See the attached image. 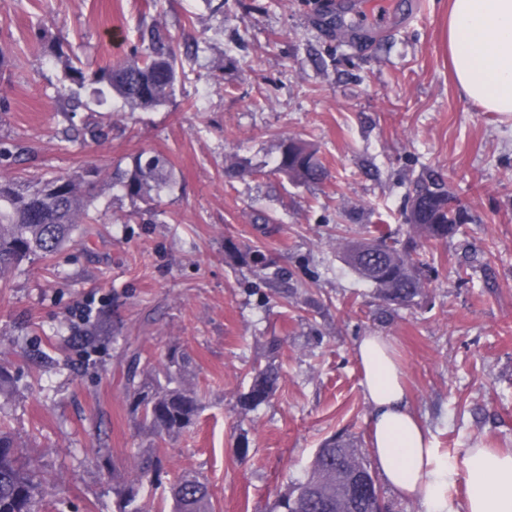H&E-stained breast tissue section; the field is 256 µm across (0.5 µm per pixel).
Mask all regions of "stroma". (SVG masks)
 <instances>
[{
	"instance_id": "35a3bbf8",
	"label": "stroma",
	"mask_w": 512,
	"mask_h": 512,
	"mask_svg": "<svg viewBox=\"0 0 512 512\" xmlns=\"http://www.w3.org/2000/svg\"><path fill=\"white\" fill-rule=\"evenodd\" d=\"M393 2L224 0L217 12L209 0H0V143L22 146L14 171L106 175L143 150L175 165L176 186L153 209L105 192L82 244L24 264L0 290V363L17 380L0 414L36 442L42 512H112L113 482L133 479L151 440L124 394L129 340L157 361L172 346L186 352L202 400L193 428L156 442L163 467L143 512L185 474L206 480L215 512H273L326 438L369 448L354 346L373 332L392 341L437 448L512 450V113L462 96L449 0ZM326 3L350 4L368 40L326 25ZM153 29L185 71L170 100L131 115L86 92L66 119L55 47L90 75ZM105 120L106 139L68 141L69 125ZM289 137L317 145L322 184L276 173ZM232 161L243 175L225 173ZM430 173L467 219L427 247L424 296L385 317L336 240L377 223L405 238L408 197ZM229 242L265 250L278 278L227 263ZM101 323L107 336L80 344ZM270 359L275 392L242 410L254 367Z\"/></svg>"
}]
</instances>
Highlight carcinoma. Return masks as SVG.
I'll return each mask as SVG.
<instances>
[{"instance_id":"1","label":"carcinoma","mask_w":512,"mask_h":512,"mask_svg":"<svg viewBox=\"0 0 512 512\" xmlns=\"http://www.w3.org/2000/svg\"><path fill=\"white\" fill-rule=\"evenodd\" d=\"M55 58L64 66L65 78L72 85L68 100L81 103V90L85 87L82 67L60 48ZM93 80L98 84L97 99L111 95L121 101L126 112H146L174 95L177 57L166 48L161 34L152 30L145 49L136 48L124 59L101 68ZM108 132V125L98 123L73 128L69 137L86 143L102 140ZM172 171V162L166 156L141 151L130 166L113 167L110 180L112 188L132 203L150 204L159 201L161 193L173 185ZM276 171L299 186L319 184L327 178L317 148L300 139L290 138L280 144ZM98 177L95 167L29 179L0 172V288L6 287V276L23 263L49 258L79 243L87 232L83 219L94 203L89 187ZM464 221V212L452 204L445 185L429 175L420 179L408 199V239L394 238L379 228L371 238L341 244L344 261L375 288L387 308L408 307L425 293L428 265L421 258L424 244L448 239ZM226 256L232 263L248 261L255 275L268 277L270 263L264 253H243L234 247ZM124 353L128 359L125 396L130 413L140 426L155 437L192 427L201 402L185 384L189 357L173 349L163 362H144L141 352L130 342ZM277 380L278 370L273 363L254 369L251 384L241 396L242 407L250 411L268 401ZM15 385V377L0 365V398L9 400ZM136 459V479L112 485L113 512H143L141 491L154 481L161 462L160 449L150 443ZM366 466H371L368 457L353 441L330 436L317 449L306 479L281 494L276 508L280 512H375L377 499L367 491L336 507V479L345 480L352 471ZM310 486L315 488L317 497H307ZM43 495L42 479L33 460L10 425L0 420V512H40ZM170 496V512H213L208 484L195 475L178 479Z\"/></svg>"}]
</instances>
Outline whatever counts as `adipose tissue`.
Masks as SVG:
<instances>
[{
    "label": "adipose tissue",
    "mask_w": 512,
    "mask_h": 512,
    "mask_svg": "<svg viewBox=\"0 0 512 512\" xmlns=\"http://www.w3.org/2000/svg\"><path fill=\"white\" fill-rule=\"evenodd\" d=\"M448 52L463 96L489 112L512 113V0H452ZM354 354L371 417L375 466L403 499L423 512H512V454L436 448L412 409L387 337H361ZM466 486L464 507L451 490Z\"/></svg>",
    "instance_id": "1"
}]
</instances>
